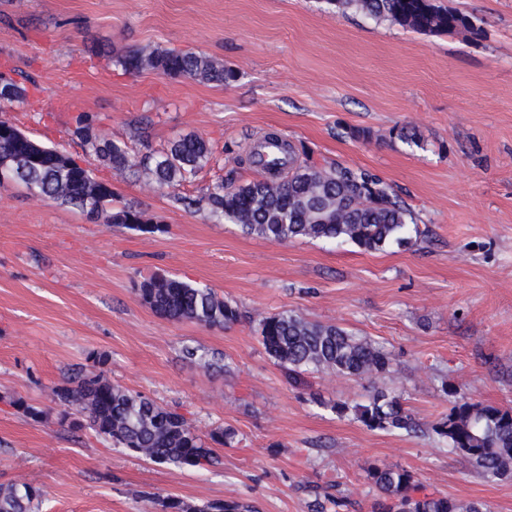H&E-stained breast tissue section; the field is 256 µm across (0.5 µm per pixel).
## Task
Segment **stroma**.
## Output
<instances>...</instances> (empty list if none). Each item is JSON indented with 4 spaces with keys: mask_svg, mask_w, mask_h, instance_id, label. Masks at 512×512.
<instances>
[{
    "mask_svg": "<svg viewBox=\"0 0 512 512\" xmlns=\"http://www.w3.org/2000/svg\"><path fill=\"white\" fill-rule=\"evenodd\" d=\"M482 31L424 35L340 13L329 0H0V72L28 88L0 116L80 158L75 118L105 139L160 151L194 132L208 163L160 189L144 174L93 166L121 202L160 218L144 234L0 184V486L43 489L40 512H144L143 494L256 512H313L312 488L340 484L350 512H372L369 466L414 473L424 492L512 512V483H488L430 433L444 386L512 408V0H440ZM131 49L204 53L233 69L224 87L126 72ZM365 129L368 139L351 130ZM415 133L403 142L399 130ZM274 132L315 160L369 169L413 210L423 236L366 252L350 243H286L185 210L234 174L263 179L251 146ZM212 288L242 313L206 327L155 315L143 277ZM337 324L383 345L380 385L427 426L418 437L367 430L310 401H361L371 389L330 372L289 377L259 341L282 312ZM194 348L220 359L203 372ZM104 354L112 383L191 419L199 435L232 427L207 470L159 465L55 423L52 390ZM23 398L36 423L5 404Z\"/></svg>",
    "mask_w": 512,
    "mask_h": 512,
    "instance_id": "stroma-1",
    "label": "stroma"
}]
</instances>
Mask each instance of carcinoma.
Masks as SVG:
<instances>
[{
    "mask_svg": "<svg viewBox=\"0 0 512 512\" xmlns=\"http://www.w3.org/2000/svg\"><path fill=\"white\" fill-rule=\"evenodd\" d=\"M342 13H360L374 20H388L421 34L465 29L475 31L471 19L433 3V0H331ZM126 71L154 70L169 77H184L216 86L235 79L232 70L203 53L127 50L116 56ZM75 134L85 155L117 171L144 173L158 187H172L201 169L210 148L198 134L188 133L172 141L164 151L130 155L125 143L101 138L93 121L82 115ZM292 164L286 180L270 179L237 185L233 179L214 185L206 197L209 214L227 220L248 235L276 242L299 238L348 242L367 252L411 243L410 233L422 235L416 217L377 175L339 162L321 164L310 154L295 160L293 145L278 141ZM34 146L11 137H0V159L17 164L14 181L31 194L68 204L106 224H122L132 230L154 234L166 225L139 208L112 207V186L92 178L88 167L76 159H58L57 150L45 147L43 156ZM141 302L169 321H190L204 326L237 322V306L217 296L210 288L179 278L155 274L135 288ZM259 335L266 353L295 376L331 371L354 381L369 380L388 372L391 354L379 344L356 336L338 324L313 323L293 313L264 317ZM452 397L448 414L432 431L451 450L466 460L487 482L512 480V408L474 400L460 388L447 390ZM60 407L57 424L73 430L90 429L112 445L157 464L205 469L218 462L215 446H224L235 436L231 428L219 427L201 437L182 414L158 404L151 397L109 381L103 372H79L52 389ZM16 410L36 422L48 414L20 397L1 396ZM311 403L336 416H353L371 431L403 432L417 436L423 425L405 408L402 395L383 387L373 388L361 403L340 401ZM366 479L381 494L373 512H484L480 502L463 503L441 493L419 491L413 473L404 468L376 465L366 469ZM42 489L27 483L0 487V512H39ZM145 499L158 512H252L233 500H214L202 507L177 497Z\"/></svg>",
    "mask_w": 512,
    "mask_h": 512,
    "instance_id": "cac0c4a2",
    "label": "carcinoma"
}]
</instances>
